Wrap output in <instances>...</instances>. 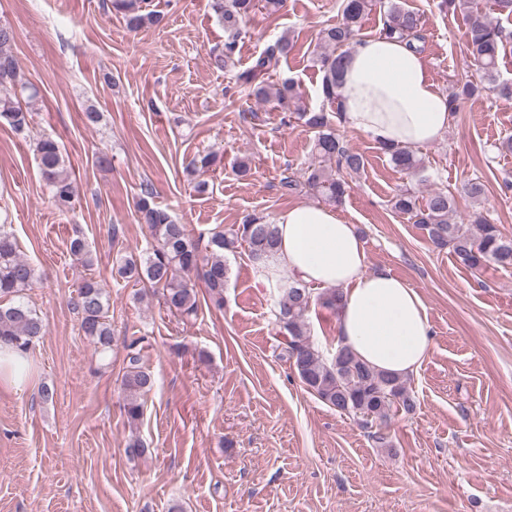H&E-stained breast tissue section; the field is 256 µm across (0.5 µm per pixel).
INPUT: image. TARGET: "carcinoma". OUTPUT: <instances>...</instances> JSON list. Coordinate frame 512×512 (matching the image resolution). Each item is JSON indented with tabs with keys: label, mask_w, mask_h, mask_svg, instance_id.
<instances>
[{
	"label": "carcinoma",
	"mask_w": 512,
	"mask_h": 512,
	"mask_svg": "<svg viewBox=\"0 0 512 512\" xmlns=\"http://www.w3.org/2000/svg\"><path fill=\"white\" fill-rule=\"evenodd\" d=\"M378 4L379 0H342L341 21L323 30L312 62L323 72L321 96L326 102L324 106L308 107L292 81L284 82L274 91L266 84V77L292 49L286 36L268 45L250 67L235 75L238 86L249 89L257 99L271 102L288 112L289 118L313 133V152L318 157V164L307 168L299 177L281 178V188L287 194L305 190L317 198L336 203L347 191L348 177L360 173L365 167L363 155L348 147L339 134L338 88L349 45L358 39L365 15ZM442 6L465 18L467 51L483 71L481 83L468 80L449 90V113L457 111L462 99L481 92L511 100L512 82L499 79L497 63L504 43L512 35L485 14L474 10L472 0H442ZM111 7L123 14L132 31L146 25L158 26L164 20V16L156 11L141 13L139 0H111ZM256 8V0H212V9L227 33L224 50L213 57L216 67L224 69L232 61L238 37ZM382 34L409 43L418 41L421 39L420 17L391 0ZM13 39L12 29L0 24V123L21 133L28 124V113L16 100L19 63L7 51ZM35 152L40 176L50 189L55 207L60 211L71 209L78 188L64 173L65 156L59 144L44 137L36 143ZM385 152L394 167L407 174L417 175L424 170L422 158L409 147L387 148ZM217 162V154L206 153L193 158L186 171L194 175L204 174ZM462 192L479 204L485 195V185L478 178L471 179L463 185ZM391 206L424 230L433 244L449 248L460 267L477 270L493 264L504 269L512 268V237L504 235L479 212L474 213L469 224L455 221L451 194L439 190L420 197L405 189L396 193ZM135 211L139 223L150 231L152 251L139 261L119 259L116 273L137 282L144 279L161 289L163 304L173 313L183 317L197 313L196 278L203 282L216 306L224 304V288L228 282L224 251L234 249L239 242L247 245L256 272L269 276L277 235L274 225L261 217L248 216L226 232L215 231L203 245L201 238L194 237L186 225L177 223L155 203L152 189L144 188L135 202ZM70 250L81 257L85 265H93V252L84 239H72ZM35 280V268L20 255L14 237L0 228V347L11 350L21 361L47 332L46 325L30 307L15 301V297L31 287ZM278 288L275 317L284 339L282 357L296 370L309 392L336 411L357 418L366 429L385 421L394 408L407 414L414 410L415 401L404 379L373 368L343 344L337 346L329 359L315 346L306 319L313 302L307 284L293 278ZM108 308L105 288L94 280L84 281L78 288L74 310L84 336L100 354L112 348ZM137 344L134 340L128 345V363L121 379L123 411L131 426L140 423L143 417L141 399L154 387L151 373L135 352Z\"/></svg>",
	"instance_id": "obj_1"
}]
</instances>
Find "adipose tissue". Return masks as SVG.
I'll list each match as a JSON object with an SVG mask.
<instances>
[{
    "label": "adipose tissue",
    "instance_id": "ef3b65f1",
    "mask_svg": "<svg viewBox=\"0 0 512 512\" xmlns=\"http://www.w3.org/2000/svg\"><path fill=\"white\" fill-rule=\"evenodd\" d=\"M343 126L377 147L428 146L447 132L448 95L423 55L385 36L354 43L339 88ZM279 245L273 268L285 267L318 289H336V335L375 369L405 377L430 347L427 310L418 291L388 270L368 271L355 225L332 206L298 204L274 220Z\"/></svg>",
    "mask_w": 512,
    "mask_h": 512
}]
</instances>
